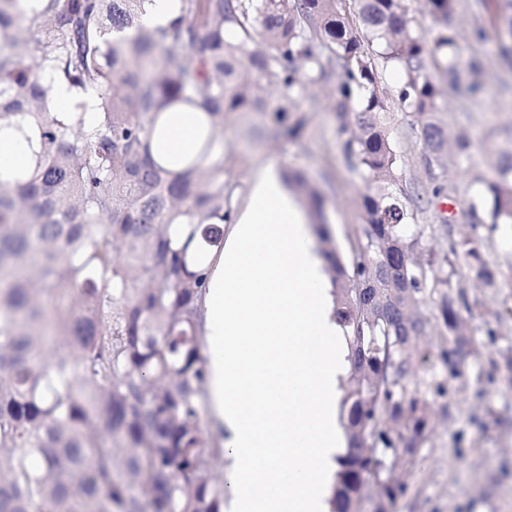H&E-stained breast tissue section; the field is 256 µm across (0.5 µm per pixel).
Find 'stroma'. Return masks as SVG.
<instances>
[{"instance_id": "stroma-1", "label": "stroma", "mask_w": 512, "mask_h": 512, "mask_svg": "<svg viewBox=\"0 0 512 512\" xmlns=\"http://www.w3.org/2000/svg\"><path fill=\"white\" fill-rule=\"evenodd\" d=\"M496 0H458L451 23L459 33L462 59L479 58L483 70L476 91L445 90L437 117L450 136L467 137L468 157H449L447 189L433 195L416 215L426 249H446L442 226L463 223L469 208L485 222L484 258L501 275L495 287L472 285L468 323L477 353L456 372L438 369L444 395L432 396L434 428L419 449L408 476V491L394 512H512V224H491L484 184L497 176L499 163L512 156V40L496 23ZM304 128L298 138L272 142L259 138L258 114H240L224 139L246 154L232 179L244 181L248 169L274 160L304 173L326 198V215L340 253H349L361 218L364 186L342 152L338 118L323 96L299 101ZM393 144L402 155L408 186L431 192L424 147L400 108L391 117Z\"/></svg>"}]
</instances>
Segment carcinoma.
Returning a JSON list of instances; mask_svg holds the SVG:
<instances>
[{
	"mask_svg": "<svg viewBox=\"0 0 512 512\" xmlns=\"http://www.w3.org/2000/svg\"><path fill=\"white\" fill-rule=\"evenodd\" d=\"M151 0H0V131L33 165L0 176V512H224L217 441L206 430L201 353L203 265L224 245L244 157L224 145L242 112L273 141L296 137L298 99L330 86L343 153L365 185L351 255L333 243L318 192L309 201L348 345L339 404L347 440L335 512H392L433 430L425 376L431 318L453 367L470 352L461 316L470 282L496 286L483 241L455 235L421 251L412 195L389 133L395 100L444 189L448 154L470 143L436 115L458 87L457 0H426V38L403 0H181L165 26L141 24ZM512 38V0H498ZM397 68L389 92L380 72ZM77 103L60 114L56 87ZM204 112L201 146L154 148L159 117ZM492 223L512 224V159L487 185Z\"/></svg>",
	"mask_w": 512,
	"mask_h": 512,
	"instance_id": "cac0c4a2",
	"label": "carcinoma"
}]
</instances>
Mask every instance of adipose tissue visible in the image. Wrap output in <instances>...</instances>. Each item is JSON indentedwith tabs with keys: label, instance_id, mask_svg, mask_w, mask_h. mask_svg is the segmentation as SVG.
<instances>
[{
	"label": "adipose tissue",
	"instance_id": "adipose-tissue-1",
	"mask_svg": "<svg viewBox=\"0 0 512 512\" xmlns=\"http://www.w3.org/2000/svg\"><path fill=\"white\" fill-rule=\"evenodd\" d=\"M198 113L169 112L156 149L193 154ZM310 220L278 162L246 177L202 299L211 430L230 462L228 512H330L313 462L341 453L337 426L347 348L333 316ZM319 337L310 354L306 336Z\"/></svg>",
	"mask_w": 512,
	"mask_h": 512
}]
</instances>
